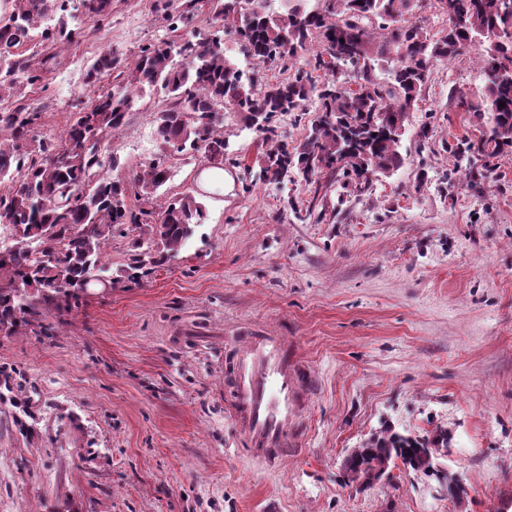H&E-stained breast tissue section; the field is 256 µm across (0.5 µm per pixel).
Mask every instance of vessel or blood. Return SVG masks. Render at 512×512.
<instances>
[{
  "mask_svg": "<svg viewBox=\"0 0 512 512\" xmlns=\"http://www.w3.org/2000/svg\"><path fill=\"white\" fill-rule=\"evenodd\" d=\"M233 383L232 417L248 453L277 464L292 444L309 374L287 341L254 336L239 352Z\"/></svg>",
  "mask_w": 512,
  "mask_h": 512,
  "instance_id": "1",
  "label": "vessel or blood"
}]
</instances>
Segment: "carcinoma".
<instances>
[{"mask_svg":"<svg viewBox=\"0 0 512 512\" xmlns=\"http://www.w3.org/2000/svg\"><path fill=\"white\" fill-rule=\"evenodd\" d=\"M0 16V97L19 103L0 107V228L13 244H0V331L28 324L52 306H69L87 294L85 283L104 272L103 246L129 225L147 230L133 239L131 268L156 266L178 252L204 222V205L191 194L160 195L169 179L166 159L202 155L224 165V113L240 119L262 140L263 173L270 183L344 178V187L363 193L373 179L389 176L404 161L400 152L408 112L433 68L464 49L475 51L488 80L477 99L456 97L472 113L474 134L452 151L490 160L512 151V0H435L448 26L434 38L412 20L414 0H163L165 26L176 39L140 47L131 65L107 49L87 66L84 84L106 91L76 113L64 137L37 134L42 112L22 102L24 90L43 81L55 55L28 53V47L71 43L89 27L109 22L112 0H89L88 11L60 0H7ZM212 12L217 36L196 40L186 34L197 11ZM232 29L238 51L251 68L288 65L299 51L317 46L309 68L287 78L258 83L227 54L224 30ZM329 79L317 82L312 72ZM160 87L167 98L156 111L160 155L130 178L112 177L117 157L101 144L126 123L146 90ZM318 102L308 133L290 145L279 139L281 114L307 111ZM448 452V429L430 437L383 432L344 458L345 481L370 488L399 459L415 471L434 470Z\"/></svg>","mask_w":512,"mask_h":512,"instance_id":"cac0c4a2","label":"carcinoma"}]
</instances>
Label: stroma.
<instances>
[{
  "instance_id": "obj_1",
  "label": "stroma",
  "mask_w": 512,
  "mask_h": 512,
  "mask_svg": "<svg viewBox=\"0 0 512 512\" xmlns=\"http://www.w3.org/2000/svg\"><path fill=\"white\" fill-rule=\"evenodd\" d=\"M154 5L112 0L109 26L57 48L47 89L29 91L41 135L60 138L89 102L102 47L130 63L166 37ZM485 83L472 51L437 65L403 166L359 197L264 181L258 139L230 115L223 191H200L205 158L170 160L165 192L206 207L182 249L134 280L132 240L113 237L111 287L0 331V370L32 414L25 436L0 405V512H512V153L487 174L449 151L473 132L456 96ZM163 98L147 93L107 141L119 175L159 153ZM307 208L320 220L296 219ZM264 332L315 377L299 448L274 466L241 455L230 417L236 355ZM440 426L464 493L400 463L371 488L346 483L343 458L372 434Z\"/></svg>"
}]
</instances>
